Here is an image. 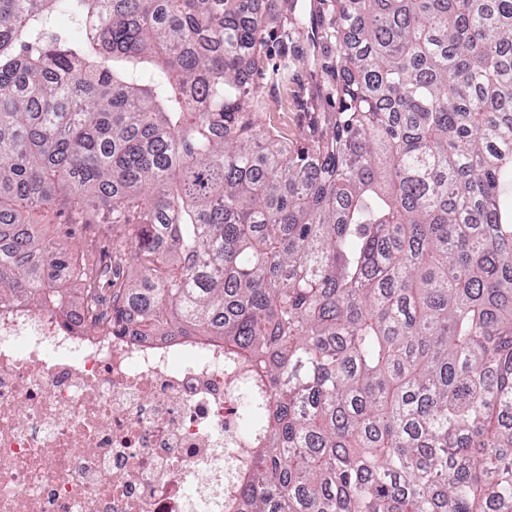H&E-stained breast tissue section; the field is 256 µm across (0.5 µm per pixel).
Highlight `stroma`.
<instances>
[{"mask_svg": "<svg viewBox=\"0 0 512 512\" xmlns=\"http://www.w3.org/2000/svg\"><path fill=\"white\" fill-rule=\"evenodd\" d=\"M311 3L295 0L292 12L271 19L261 46L262 64L252 75L261 128L291 146L302 142L319 113L330 109L323 82L312 63ZM285 59L291 60L292 66L287 78L281 79L274 71ZM46 236L77 257L90 249L102 256L109 254L117 238L108 224L84 225L73 238L66 236L64 225L50 224Z\"/></svg>", "mask_w": 512, "mask_h": 512, "instance_id": "obj_1", "label": "stroma"}]
</instances>
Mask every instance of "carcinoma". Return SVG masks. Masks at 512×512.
Segmentation results:
<instances>
[{
  "mask_svg": "<svg viewBox=\"0 0 512 512\" xmlns=\"http://www.w3.org/2000/svg\"><path fill=\"white\" fill-rule=\"evenodd\" d=\"M257 2L0 0V299L77 304L44 214L117 226L90 326L248 372L224 512H512V0H313L336 109L292 147Z\"/></svg>",
  "mask_w": 512,
  "mask_h": 512,
  "instance_id": "1",
  "label": "carcinoma"
}]
</instances>
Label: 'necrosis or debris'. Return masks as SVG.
<instances>
[{"label":"necrosis or debris","instance_id":"obj_1","mask_svg":"<svg viewBox=\"0 0 512 512\" xmlns=\"http://www.w3.org/2000/svg\"><path fill=\"white\" fill-rule=\"evenodd\" d=\"M0 303V512H224L253 446L224 349Z\"/></svg>","mask_w":512,"mask_h":512}]
</instances>
